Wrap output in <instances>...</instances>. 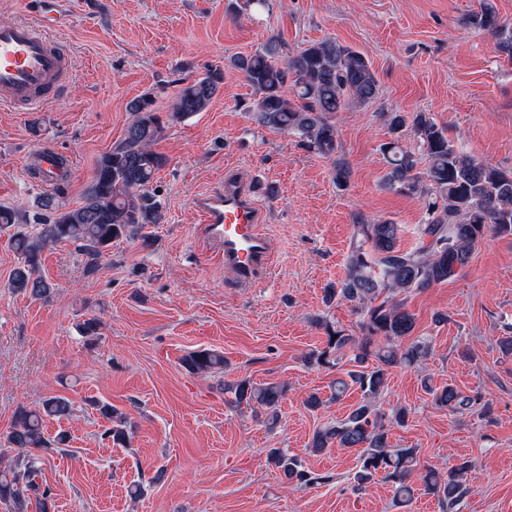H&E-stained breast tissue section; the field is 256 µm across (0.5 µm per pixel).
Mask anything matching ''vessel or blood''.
<instances>
[{
	"mask_svg": "<svg viewBox=\"0 0 512 512\" xmlns=\"http://www.w3.org/2000/svg\"><path fill=\"white\" fill-rule=\"evenodd\" d=\"M70 55L45 26L29 20L0 23V105L20 111H38L65 92ZM34 158L43 185H56L60 157L38 150ZM257 182L241 172H230L223 184L198 197L201 237L213 248L238 283L247 286L271 262L270 242L262 231L268 220L258 199Z\"/></svg>",
	"mask_w": 512,
	"mask_h": 512,
	"instance_id": "b4317fda",
	"label": "vessel or blood"
}]
</instances>
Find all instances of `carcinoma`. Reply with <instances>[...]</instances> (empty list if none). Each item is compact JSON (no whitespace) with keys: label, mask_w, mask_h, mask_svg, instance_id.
<instances>
[{"label":"carcinoma","mask_w":512,"mask_h":512,"mask_svg":"<svg viewBox=\"0 0 512 512\" xmlns=\"http://www.w3.org/2000/svg\"><path fill=\"white\" fill-rule=\"evenodd\" d=\"M465 24L488 32L496 49L512 57V26L501 22L492 0H480ZM279 49L280 43L272 39L252 54L231 58L229 68L239 72L252 88L257 123L297 135L310 151L332 158L333 181L345 187L351 171L336 156L339 130L332 117L349 102L363 104L374 99L379 93L377 76L362 52L331 40L312 43L281 64L275 62ZM223 83L224 71L214 69L181 88L169 120L203 111ZM130 111L133 118L124 138L99 158L78 207L66 209L56 204L55 198L44 197L41 207L49 216L34 233L17 222L13 210L0 207V227L14 228L12 242L21 256L9 282L13 291L35 299L51 297L55 285L42 277L40 265L42 252L53 243L74 245L89 277L99 271V260L112 242L140 238L149 245L143 229L162 221L160 204L150 187L165 166V159L153 150L165 125L148 94L133 100ZM386 122L390 140L381 148L387 165L384 184L422 199L424 215L416 229L419 243L404 249L399 244L400 225L357 218L347 274L325 289V297L329 302L352 304L362 316L364 334L352 336L325 322L327 346L311 353L309 360L321 367H335L350 355L353 369L336 379L332 397L339 399L355 388L360 390L361 399L345 418L317 429L311 448L319 452L335 444L357 450V485L363 487L381 478L392 484L396 501L403 505L414 497L410 479L418 471L423 489L437 496L444 512H454L472 491L468 479L471 465L464 461L443 475L429 466L421 467L416 449L391 447L387 424L404 425L408 410L396 407L386 415L377 407V398L386 386L390 368L414 366L432 353L429 343L409 340L415 319L406 309L404 295L448 281L469 262L475 246L487 234L512 235V171L463 155L428 112L410 117L388 112ZM407 132L419 142L420 153L402 144ZM423 159L427 166L421 172ZM380 338L386 345H376ZM372 358L378 360L377 365L369 363ZM185 366L196 373L220 371L224 369V355L213 350L196 351L185 359ZM429 391L435 405L453 411L481 404L480 396L466 395L450 385ZM224 392L236 406L273 411L284 399L287 384L241 379L224 386ZM99 411L111 423L104 435L114 445H126V417L109 405L100 406ZM490 411L489 405H483V413ZM71 413L70 402L60 397L43 401L40 410L23 408L17 413L7 446L19 452L11 465L0 471V503L9 505L10 512H24L32 494L44 499L50 496L49 488L37 482L41 466L30 449L66 446L68 436L60 433L49 440L44 423ZM267 459L290 483L308 487L329 480L306 469L282 448L270 449Z\"/></svg>","instance_id":"carcinoma-1"}]
</instances>
